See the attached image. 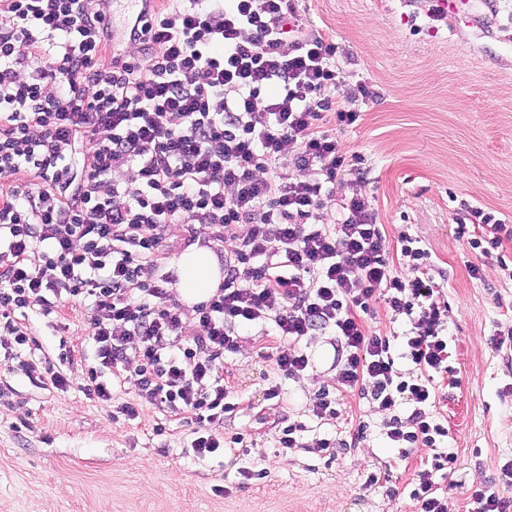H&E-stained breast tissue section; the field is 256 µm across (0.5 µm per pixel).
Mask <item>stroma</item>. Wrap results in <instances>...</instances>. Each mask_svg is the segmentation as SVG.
I'll return each instance as SVG.
<instances>
[{"mask_svg": "<svg viewBox=\"0 0 512 512\" xmlns=\"http://www.w3.org/2000/svg\"><path fill=\"white\" fill-rule=\"evenodd\" d=\"M291 2L306 30L338 45L337 101L361 114L355 125L327 127L363 158V177L345 175L337 196L357 186L372 200L397 270L409 263L398 242L406 232L444 276L448 373L435 414L458 461L439 493L448 512H472L483 488L512 500L500 481L512 460V350L491 344L512 330V241L484 255L455 225L473 208L512 225V0H461L439 21L430 0ZM362 83L373 97H352ZM88 316L74 305L30 314L35 374L3 365L0 347V512H417L410 491L426 451L390 447L384 415L356 396L336 418L312 416L315 392L336 380L328 337L311 341L313 371L288 379L276 369L277 339L244 331L227 364L241 404L224 431L244 433L249 455L200 459L176 416L149 405L139 419L114 417L116 404L137 402L131 385L113 386L110 404L80 391L93 356ZM49 364L69 379L67 390L45 379ZM284 417L303 429L298 447L279 457ZM158 423L164 435H155ZM322 438L338 441L335 456L313 452ZM249 459L268 475L243 487L237 469ZM372 472L387 481L367 484Z\"/></svg>", "mask_w": 512, "mask_h": 512, "instance_id": "obj_1", "label": "stroma"}]
</instances>
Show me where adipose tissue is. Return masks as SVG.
<instances>
[{"label": "adipose tissue", "mask_w": 512, "mask_h": 512, "mask_svg": "<svg viewBox=\"0 0 512 512\" xmlns=\"http://www.w3.org/2000/svg\"><path fill=\"white\" fill-rule=\"evenodd\" d=\"M177 292L187 304L207 301L220 286V274L208 248L193 246L177 259Z\"/></svg>", "instance_id": "obj_1"}]
</instances>
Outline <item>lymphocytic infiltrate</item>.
<instances>
[{"label": "lymphocytic infiltrate", "mask_w": 512, "mask_h": 512, "mask_svg": "<svg viewBox=\"0 0 512 512\" xmlns=\"http://www.w3.org/2000/svg\"><path fill=\"white\" fill-rule=\"evenodd\" d=\"M111 0H0V335L36 346L17 315L71 302L91 310L94 366L81 392L111 402L103 373L125 377L139 403L184 416L197 457L240 444L225 436L238 406L224 361L242 331L287 340L276 366L312 367L309 340L331 336L336 381L311 412L335 417L356 394L389 414L394 447L429 448L410 492L420 512H447L437 477L456 468L435 416L448 358L440 286L419 238L400 233L394 266L382 225L360 191L323 221L333 186L361 164L326 122L338 106L335 43L307 34L289 0H177L132 25L113 50ZM458 224L488 254L512 225L470 211ZM201 226L224 248V284L185 323L155 270L176 227ZM405 317L401 340L367 333L376 294ZM413 366L403 373L399 361Z\"/></svg>", "instance_id": "obj_1"}]
</instances>
